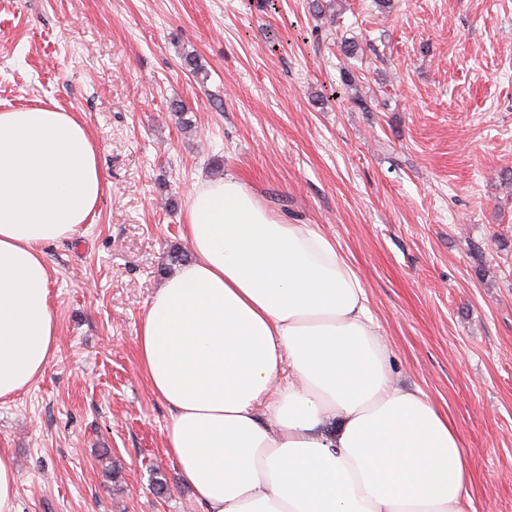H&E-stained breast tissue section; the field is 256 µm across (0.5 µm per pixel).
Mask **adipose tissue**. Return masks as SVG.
<instances>
[{
  "instance_id": "ef3b65f1",
  "label": "adipose tissue",
  "mask_w": 512,
  "mask_h": 512,
  "mask_svg": "<svg viewBox=\"0 0 512 512\" xmlns=\"http://www.w3.org/2000/svg\"><path fill=\"white\" fill-rule=\"evenodd\" d=\"M105 180L83 121L0 112V401L57 351L44 248ZM193 258L152 296L136 353L170 412L166 454L203 512H469L471 467L430 397L395 380L355 269L236 177L188 197Z\"/></svg>"
}]
</instances>
